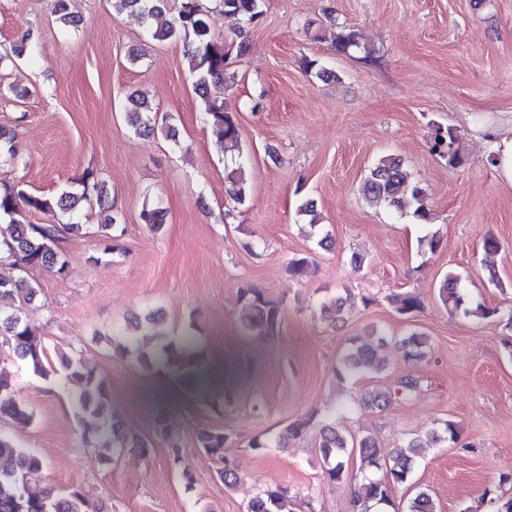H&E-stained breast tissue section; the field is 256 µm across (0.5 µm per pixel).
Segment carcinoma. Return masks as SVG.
I'll return each mask as SVG.
<instances>
[{
    "label": "carcinoma",
    "mask_w": 512,
    "mask_h": 512,
    "mask_svg": "<svg viewBox=\"0 0 512 512\" xmlns=\"http://www.w3.org/2000/svg\"><path fill=\"white\" fill-rule=\"evenodd\" d=\"M117 13H138L146 23L161 15L167 9V0H109ZM222 12L240 21V30L257 25L264 15L265 0H220ZM156 41L184 39L188 42L187 58L189 69L197 77V88L205 98V122L211 128L216 141L225 148H235L239 144V122L237 113L224 105V71L229 63V52L224 46V38L215 31L211 11L202 0H180V5L170 19L160 27L148 30ZM361 48L358 33L346 26L338 27L334 36V49L347 54ZM128 110L135 115L132 126L135 133L149 136L156 131H165L173 137L175 133L167 127V117L151 112L147 100L137 92L126 96ZM458 135L448 128L434 129L431 149L447 160L448 166L456 167L463 158L456 144ZM246 161H237L225 167L224 179L228 183L227 194L238 206L245 204L248 195V182L245 171ZM361 193L375 205L384 206L394 212L406 213V206H412L413 217L422 224L432 221V213L427 198L419 183L410 179L401 159L392 155L382 156L374 162L365 177ZM95 203L100 213L105 215L104 223L95 231L103 251L114 250V242L119 240L121 216L111 213L112 203L104 185L96 182L84 186L81 193L64 189L56 198L28 195L9 183L0 184V217L9 218L8 235L0 232V269L8 267L18 271L16 275L0 274V349L5 348L24 363L34 374L45 375L48 369L45 338L38 334L27 319L25 305L38 294V288L30 283L24 273L34 268H49L60 276L70 273V262L60 250L59 242L67 234L82 232L84 225L49 222L28 224L24 219V208L53 213L60 210L72 216L78 214L83 204ZM297 215L309 220L311 229H318V217L314 203L302 201L296 209ZM142 222L158 229L165 221V212L159 207L144 208ZM460 277L450 271L438 288V296L445 306L458 310L463 299L459 294ZM238 322L246 334L258 336L275 335L284 320L285 308L279 301L266 296L256 288H243L240 291ZM396 311L401 315H411L423 307L422 301L412 294H398L390 298ZM348 298L332 297L322 302L321 314L324 320L334 324L342 320ZM137 334L127 335L115 345V350L128 355L151 370L155 367L174 376L187 388L206 384L208 373L206 354L193 330L188 329L180 336L162 340L151 352L140 347L142 336H163L165 331L158 316L151 314L145 322L136 327ZM387 343V335L374 328L370 339L358 342L353 339L341 356L338 374L356 376L377 371L384 362L377 359V349ZM428 340L424 334L412 331L400 340L402 357L407 363H417L426 356ZM59 367L64 376L79 383L81 390L76 400L78 413L94 419L88 429L91 439H112V449L120 451L135 445L144 453H149L152 442L145 439L129 440L108 418L105 385L82 363L67 356L60 358ZM420 388L417 379L407 377L396 385L369 393L367 404L383 409L399 400L414 396ZM11 382L0 371V415L8 413L19 419H30L32 414L16 406L9 393ZM314 436V447L323 471L332 481L349 478L347 460L348 449H357L363 466L382 471V476H366L356 493L357 512H372L378 505L392 503L393 488L409 482L414 461L421 449L432 448L445 441H455V425L446 420L437 428L423 436L410 439L403 447L393 451L391 461H386L371 437L358 440L347 438L331 425L328 419H316L311 414L293 420L285 425L275 444L285 447L290 440H301ZM197 445L213 457L220 467L216 474L227 488L233 487L238 479L237 469L224 460V447L230 435L222 429L207 428L197 433ZM0 460L8 466L0 467V512H108L105 503H89L81 493L72 489L59 495L51 487H33L28 481L31 472L39 469L42 462L26 449L18 447L11 439L0 435ZM293 497L288 488L275 486L259 491L246 504L245 512H292ZM406 512H435L430 494L420 489L410 499Z\"/></svg>",
    "instance_id": "obj_1"
}]
</instances>
